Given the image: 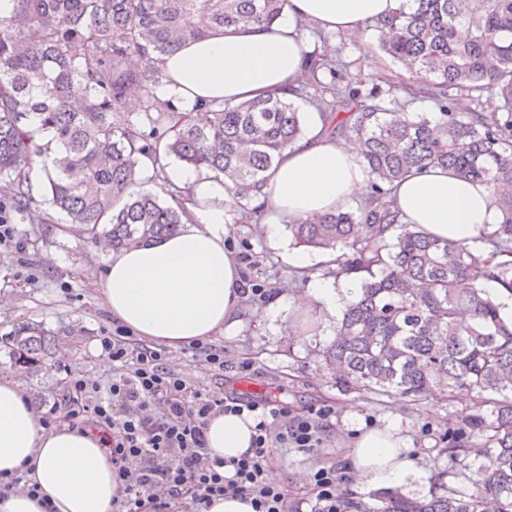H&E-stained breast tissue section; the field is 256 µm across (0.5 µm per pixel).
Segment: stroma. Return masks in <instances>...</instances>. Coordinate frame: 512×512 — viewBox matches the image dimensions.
I'll use <instances>...</instances> for the list:
<instances>
[{"mask_svg":"<svg viewBox=\"0 0 512 512\" xmlns=\"http://www.w3.org/2000/svg\"><path fill=\"white\" fill-rule=\"evenodd\" d=\"M24 240V252L0 250V300L7 306L0 311V336L7 335L21 321L44 323L55 336L57 369L48 375L27 377L0 358V373L8 374L27 393L33 407L64 408L66 393L64 368H82L95 381L112 374L97 355V338L112 330V317L103 295L90 273L105 266L108 256L94 243L84 241L64 228L62 214H54L50 224H35L28 217L14 219ZM229 240L244 274L270 288L273 295L303 292L308 283L286 264L279 251L269 247L253 225L232 224ZM241 322L232 337H216L233 364L224 376L207 371L190 349L174 350L169 364L191 383L224 388L258 399L274 397L289 408L302 412L311 407H329L332 414L321 433V444L310 450L297 448L275 451L272 470L279 472L281 485L290 502L308 512L314 500L310 476L321 466H335L343 496L369 499L370 489L354 487L347 475L348 457L357 427H381L392 423L413 442L420 479L404 483L403 491L428 494L438 477L449 487L464 485L463 477L451 476L453 463L445 451L444 436L458 427L462 415L475 409L474 397L454 399L432 396L419 401L400 398L393 392H345L335 375L325 369L320 352L333 337L337 319L314 311L307 335L292 336L288 330L298 314L280 307L272 316L254 313L253 302H245ZM250 363L248 373L236 370L238 363Z\"/></svg>","mask_w":512,"mask_h":512,"instance_id":"35a3bbf8","label":"stroma"}]
</instances>
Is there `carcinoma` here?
<instances>
[{
    "mask_svg": "<svg viewBox=\"0 0 512 512\" xmlns=\"http://www.w3.org/2000/svg\"><path fill=\"white\" fill-rule=\"evenodd\" d=\"M288 0H20L0 16V209L32 213L42 204L65 215L87 240L105 237L120 250L171 235L182 224L173 201L182 194L161 172V193L141 188V165L160 153L221 174L229 182L231 223H261L249 207L264 194L266 173L283 149L303 136L294 100L320 112L329 136L358 141L370 180L356 207L298 219L294 240L338 252L336 277L361 275L335 338L323 351L344 390L395 391L423 398L476 394L477 409L447 435L482 443L463 448L462 469L474 457L472 489L441 484L424 498L383 491L373 506L341 501V512H512V321L484 284L512 294V0H412L409 11L375 22L383 51L420 81L367 87L357 60H346L345 38L314 52L291 98L214 103L203 118L156 105L160 57L187 39L217 28L271 24ZM469 37L459 40L456 28ZM147 66L131 69L127 58ZM85 87L78 108L73 84ZM425 98L436 111L408 112ZM495 94L499 112L482 98ZM143 102L125 112L129 98ZM54 144L44 167L42 199L30 171L35 136ZM446 167L488 184L502 221L472 247L454 245L404 224L391 186L413 170ZM465 313L473 322L459 320ZM4 356L34 377L52 367L50 333L21 322Z\"/></svg>",
    "mask_w": 512,
    "mask_h": 512,
    "instance_id": "obj_1",
    "label": "carcinoma"
}]
</instances>
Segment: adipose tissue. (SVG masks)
I'll return each instance as SVG.
<instances>
[{"mask_svg": "<svg viewBox=\"0 0 512 512\" xmlns=\"http://www.w3.org/2000/svg\"><path fill=\"white\" fill-rule=\"evenodd\" d=\"M409 0H288L272 26L217 30L186 40L163 56L155 91L160 106L192 111L200 102L238 103L283 97L301 82L309 52L305 31L321 29L367 39V22L407 10ZM305 134L287 146L267 173L261 224L270 247L288 265L307 267L304 251L285 250L283 229L292 219L346 209L365 198L370 179L356 144L330 138L317 110H309ZM166 174L184 188L185 213L172 236L111 255L96 282L114 323L137 339L181 349L227 334L239 320L240 266L226 235L232 202L223 176L168 162ZM393 198L402 221L454 243L474 244L501 215L490 188L461 179L444 167H428L396 183ZM346 288L314 281L291 307L339 314ZM249 415L218 414L206 427L211 453L228 459L250 446ZM356 486H386L415 477L419 468L410 440L393 426L359 430L348 464ZM0 473L38 483L56 512H112L123 496L112 462L88 428L41 425L28 395L0 374Z\"/></svg>", "mask_w": 512, "mask_h": 512, "instance_id": "ef3b65f1", "label": "adipose tissue"}]
</instances>
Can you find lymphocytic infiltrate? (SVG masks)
Instances as JSON below:
<instances>
[{"instance_id": "1", "label": "lymphocytic infiltrate", "mask_w": 512, "mask_h": 512, "mask_svg": "<svg viewBox=\"0 0 512 512\" xmlns=\"http://www.w3.org/2000/svg\"><path fill=\"white\" fill-rule=\"evenodd\" d=\"M112 365L106 382L68 369V419L96 432L123 488L114 512H205L214 498L249 497L254 512H297L285 487L268 480L274 449L318 447L331 411L293 412L286 403L244 400L190 383L168 366L169 351L123 328L100 338ZM220 413L253 415L251 447L221 460L206 446L209 420ZM137 460L129 468L128 460Z\"/></svg>"}]
</instances>
